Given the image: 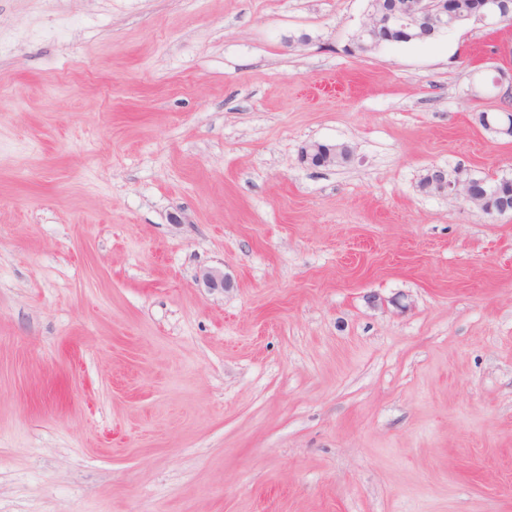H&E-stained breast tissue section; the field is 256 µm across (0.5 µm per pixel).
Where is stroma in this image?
Masks as SVG:
<instances>
[{"mask_svg":"<svg viewBox=\"0 0 512 512\" xmlns=\"http://www.w3.org/2000/svg\"><path fill=\"white\" fill-rule=\"evenodd\" d=\"M367 8L0 0V512H512V23ZM388 4L381 11L373 13L369 7L368 21L361 25L360 31L370 37L368 44L361 45L368 48L372 45L380 43L381 33L393 28L400 29L406 34L408 42L413 40L415 36L409 31V28L401 25V21L405 16L411 13L414 6L408 0H388ZM404 1V2H400ZM313 141L306 144L301 151V159L309 166L322 167L336 163L337 159L349 161L352 156L351 148L342 144L336 148V143ZM340 150V153L338 152ZM478 179L466 176L462 171H459L453 177H448V172L440 167L430 169L432 192L448 195V198L456 199L462 203L479 204L488 195L496 196L504 203L511 201V177L495 178V181L491 183Z\"/></svg>","mask_w":512,"mask_h":512,"instance_id":"1","label":"stroma"}]
</instances>
